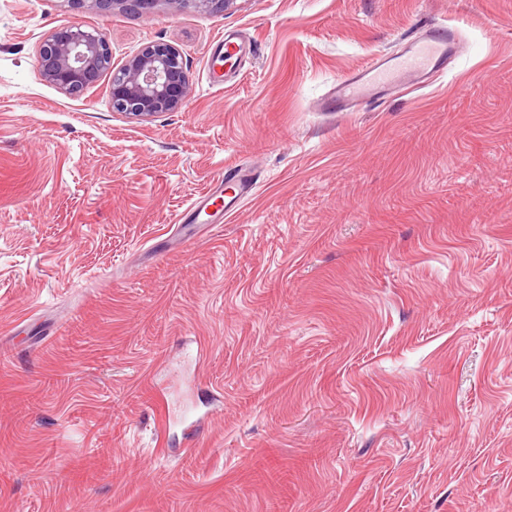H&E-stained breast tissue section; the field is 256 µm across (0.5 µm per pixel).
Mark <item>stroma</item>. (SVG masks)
<instances>
[{
	"instance_id": "obj_1",
	"label": "stroma",
	"mask_w": 512,
	"mask_h": 512,
	"mask_svg": "<svg viewBox=\"0 0 512 512\" xmlns=\"http://www.w3.org/2000/svg\"><path fill=\"white\" fill-rule=\"evenodd\" d=\"M71 23L186 106L46 82ZM440 23L430 86L318 111ZM510 112L512 0H0V512H512ZM71 3L83 4L91 2L99 10H110L114 5H124L128 8H134L137 13H149L159 2V0H70ZM190 69V59L177 46L148 44L112 70V108L135 118L177 112L190 96Z\"/></svg>"
}]
</instances>
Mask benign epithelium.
Here are the masks:
<instances>
[{"instance_id": "obj_1", "label": "benign epithelium", "mask_w": 512, "mask_h": 512, "mask_svg": "<svg viewBox=\"0 0 512 512\" xmlns=\"http://www.w3.org/2000/svg\"><path fill=\"white\" fill-rule=\"evenodd\" d=\"M109 10L126 5L138 13L150 12L159 0H90ZM39 72L60 91L81 93L112 68L105 34L80 24H64L38 45ZM190 59L175 45L152 43L112 73V108L135 118H148L182 108L190 96Z\"/></svg>"}]
</instances>
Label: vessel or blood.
Wrapping results in <instances>:
<instances>
[{
  "label": "vessel or blood",
  "instance_id": "obj_1",
  "mask_svg": "<svg viewBox=\"0 0 512 512\" xmlns=\"http://www.w3.org/2000/svg\"><path fill=\"white\" fill-rule=\"evenodd\" d=\"M458 33L440 26L428 34L408 39L394 54L374 58L365 67L337 80L324 108L351 112L366 99L398 89H421L430 85L457 46Z\"/></svg>",
  "mask_w": 512,
  "mask_h": 512
}]
</instances>
